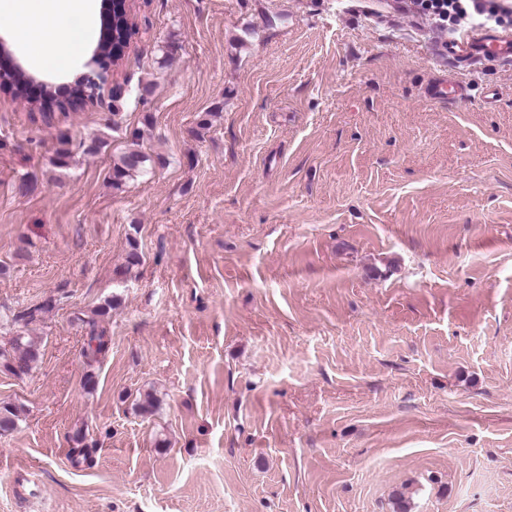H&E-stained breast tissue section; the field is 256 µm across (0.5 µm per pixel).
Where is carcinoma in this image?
<instances>
[{"label": "carcinoma", "instance_id": "obj_1", "mask_svg": "<svg viewBox=\"0 0 512 512\" xmlns=\"http://www.w3.org/2000/svg\"><path fill=\"white\" fill-rule=\"evenodd\" d=\"M137 31V24L133 21L130 13L125 11L121 0L112 2V44L102 43L98 49L105 50L107 47L115 49L116 60H121L124 45ZM18 95L24 93L29 75L22 69L11 74H4L0 77ZM87 100L83 84H75L70 99L59 100L51 88H46L45 95L39 103V108H51L53 106L64 110L66 106L72 107L84 103ZM141 134L133 131L126 136V147L119 155L112 158V189L122 191L128 183L138 177H142L153 168L152 156L142 150L140 144ZM59 148L56 150L53 165L59 169H66L69 166L71 157V137L68 133L62 132L58 137ZM142 262V255L138 248L136 238H129V250L126 254L124 267L117 271V274L124 276ZM118 297L113 296L98 305L90 314L81 318L85 325L88 336V347L85 352L87 371L84 377V388L91 392L96 387L95 365L100 363L109 352L110 338L102 323L110 316L112 308L117 305ZM61 304V298L49 296L42 302L26 306L13 312L6 320L5 327H14L17 333L11 336L8 345L0 346V368L14 376L22 377L31 373L39 359V348L34 340L23 334L22 330L29 328L43 320L46 313L52 311ZM23 409L12 403H0V431H11L19 425ZM77 447L72 449V458L77 464H93V449L84 444V437L78 433L75 436Z\"/></svg>", "mask_w": 512, "mask_h": 512}]
</instances>
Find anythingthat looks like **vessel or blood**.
I'll use <instances>...</instances> for the list:
<instances>
[{
	"label": "vessel or blood",
	"instance_id": "1",
	"mask_svg": "<svg viewBox=\"0 0 512 512\" xmlns=\"http://www.w3.org/2000/svg\"><path fill=\"white\" fill-rule=\"evenodd\" d=\"M440 54L465 67L489 58L512 63V31L495 27H465L452 32L439 46Z\"/></svg>",
	"mask_w": 512,
	"mask_h": 512
}]
</instances>
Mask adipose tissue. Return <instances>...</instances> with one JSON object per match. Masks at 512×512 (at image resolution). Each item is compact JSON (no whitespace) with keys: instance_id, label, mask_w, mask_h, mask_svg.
<instances>
[{"instance_id":"obj_1","label":"adipose tissue","mask_w":512,"mask_h":512,"mask_svg":"<svg viewBox=\"0 0 512 512\" xmlns=\"http://www.w3.org/2000/svg\"><path fill=\"white\" fill-rule=\"evenodd\" d=\"M88 0H0V24L44 70L65 71L87 49L83 19Z\"/></svg>"}]
</instances>
